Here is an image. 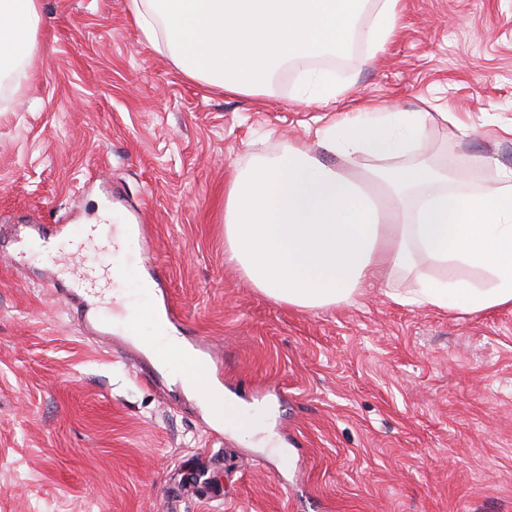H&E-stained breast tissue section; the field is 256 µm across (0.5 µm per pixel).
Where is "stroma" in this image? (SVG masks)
Returning a JSON list of instances; mask_svg holds the SVG:
<instances>
[{
	"label": "stroma",
	"instance_id": "obj_1",
	"mask_svg": "<svg viewBox=\"0 0 512 512\" xmlns=\"http://www.w3.org/2000/svg\"><path fill=\"white\" fill-rule=\"evenodd\" d=\"M370 64L325 56L346 92L264 97L187 79L142 39L126 0H42L39 53L21 93L0 89V512H512V307L467 314L393 303L375 282L352 305L300 310L264 297L224 259V185L251 154L317 149V130L364 102L467 113L434 127L429 156L478 159L479 182L512 168V0H403ZM107 210L145 220L122 266L129 310L165 277L171 336L215 358L230 404L142 343L157 336L79 317L60 243ZM194 478L213 499H178Z\"/></svg>",
	"mask_w": 512,
	"mask_h": 512
}]
</instances>
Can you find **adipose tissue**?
I'll use <instances>...</instances> for the list:
<instances>
[{"label":"adipose tissue","instance_id":"adipose-tissue-1","mask_svg":"<svg viewBox=\"0 0 512 512\" xmlns=\"http://www.w3.org/2000/svg\"><path fill=\"white\" fill-rule=\"evenodd\" d=\"M400 0H127L144 40L183 75L261 97L278 73L354 44L374 59ZM41 0H0V86L20 90L38 50ZM466 136L458 113L365 106L318 133L256 153L224 186V258L264 296L301 310L358 301L383 272L398 304L480 313L512 306V169L463 191L475 166L419 158L433 118ZM367 164L356 167L357 159Z\"/></svg>","mask_w":512,"mask_h":512}]
</instances>
